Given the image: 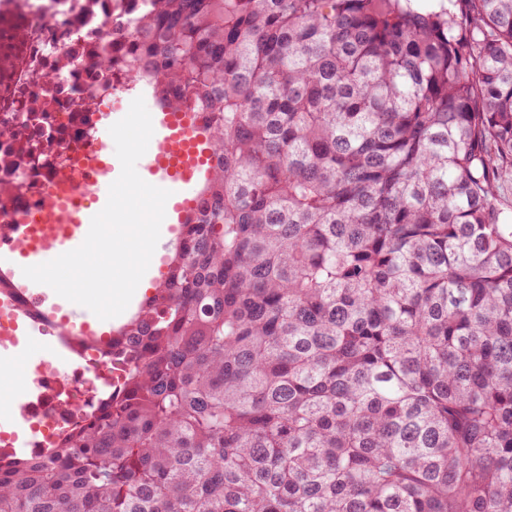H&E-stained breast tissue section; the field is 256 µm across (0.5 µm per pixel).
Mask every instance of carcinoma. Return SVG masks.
Here are the masks:
<instances>
[{"mask_svg": "<svg viewBox=\"0 0 512 512\" xmlns=\"http://www.w3.org/2000/svg\"><path fill=\"white\" fill-rule=\"evenodd\" d=\"M215 165L0 512H512V0H142ZM172 252V246L169 248V250L165 253V255L167 254V258H166V261H165V269H164V272L163 274L165 273L166 271V268H167V261H168V257L170 255V253ZM159 275L158 273H154L152 272V269H149L147 270V272L145 273V275L143 276L141 282L143 284V288L145 289H136L135 293H134V296H133V301L134 303L130 306L127 307V309L122 313L120 314L119 316L117 317H114L110 320V323H112L111 326L113 325H118L120 323H122L123 321H125L136 309V306L137 304L145 297V296H149L152 291H153V288H154V285L155 283L160 279V277L163 275ZM134 309V310H133ZM133 310V311H132Z\"/></svg>", "mask_w": 512, "mask_h": 512, "instance_id": "carcinoma-1", "label": "carcinoma"}]
</instances>
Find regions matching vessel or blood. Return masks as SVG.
Returning <instances> with one entry per match:
<instances>
[{"label": "vessel or blood", "instance_id": "b4317fda", "mask_svg": "<svg viewBox=\"0 0 512 512\" xmlns=\"http://www.w3.org/2000/svg\"><path fill=\"white\" fill-rule=\"evenodd\" d=\"M152 123L155 144L141 168L152 177L156 186L170 190L165 221L180 224L190 209L186 190L210 176L209 132L190 112H156L152 115ZM86 165L93 177L92 194L98 206H105L109 187L120 171L103 152L90 156ZM93 215V210L84 207L75 211L51 203L46 209V224L25 227L10 252L22 257L25 265L32 266L73 250L84 241Z\"/></svg>", "mask_w": 512, "mask_h": 512}]
</instances>
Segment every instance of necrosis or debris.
<instances>
[{
  "instance_id": "4bbe7bcc",
  "label": "necrosis or debris",
  "mask_w": 512,
  "mask_h": 512,
  "mask_svg": "<svg viewBox=\"0 0 512 512\" xmlns=\"http://www.w3.org/2000/svg\"><path fill=\"white\" fill-rule=\"evenodd\" d=\"M141 0H0V246L42 205L84 204L86 156L101 146L102 115L129 90L122 48L110 35L114 13L133 18ZM35 321L42 356L36 392L18 429L0 432V455L15 447L44 453L92 410L119 366L91 337L44 315L34 297L0 299Z\"/></svg>"
}]
</instances>
